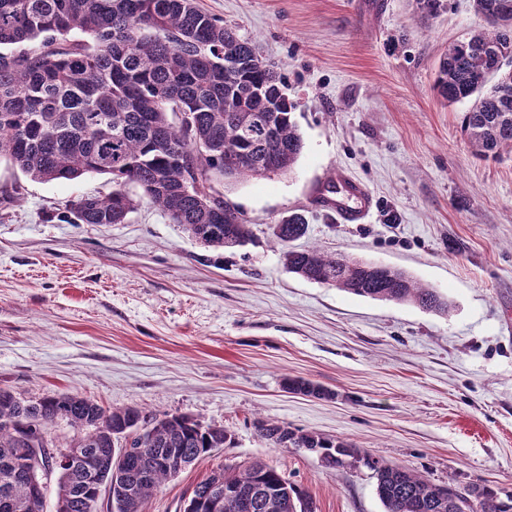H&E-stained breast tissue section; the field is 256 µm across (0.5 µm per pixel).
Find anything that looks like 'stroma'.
Segmentation results:
<instances>
[{
  "label": "stroma",
  "instance_id": "stroma-1",
  "mask_svg": "<svg viewBox=\"0 0 512 512\" xmlns=\"http://www.w3.org/2000/svg\"><path fill=\"white\" fill-rule=\"evenodd\" d=\"M286 79L304 150L292 172L214 180L252 243L221 252L143 202L123 224L56 212L107 175L31 180L0 160V388L69 394L223 425L234 438L164 482L146 512H183L211 471L260 459L316 512H384L363 464L326 468L256 423L341 439L432 483L512 491V155L473 157L469 102L434 88L448 46L483 26L472 0L424 18L414 0H196ZM374 203L357 223L314 198L336 171ZM309 221L319 246L409 272L442 316L289 273L272 229ZM288 378L332 391L291 393Z\"/></svg>",
  "mask_w": 512,
  "mask_h": 512
}]
</instances>
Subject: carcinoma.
<instances>
[{
    "label": "carcinoma",
    "mask_w": 512,
    "mask_h": 512,
    "mask_svg": "<svg viewBox=\"0 0 512 512\" xmlns=\"http://www.w3.org/2000/svg\"><path fill=\"white\" fill-rule=\"evenodd\" d=\"M512 0H473L485 26L448 46L434 89L448 104L467 100L461 130L471 154L497 161L512 153ZM80 33L88 39H73ZM295 104L277 67L256 45L199 9L195 0H0V159L33 180L53 182L84 175L112 176L106 196L85 195L49 218L69 224H123L136 210L127 190L158 207L204 246L234 248L251 241L240 212L212 193H188V176L202 182L226 174L258 178L272 164L290 170L303 150ZM187 113L190 121L171 122ZM206 145V155L195 145ZM249 159L239 163L240 157ZM308 222L291 213L275 225L289 272L311 282L373 300L411 304L448 314L451 304L436 289L395 268L379 275L371 263L315 246L296 249ZM288 390L320 399L334 392L289 378ZM59 420L86 437L85 447L103 458L121 448V435L135 422L149 426L155 443L139 463L124 470L130 494L117 512H144L147 500L177 469L151 465L154 449L171 448L174 460L195 462L232 443L230 430L203 425L189 415L157 417L137 407L108 410L77 395L25 400L0 388V512H45L47 498L66 495V512H90L95 491L72 494L75 469L62 468L39 497L16 478L32 443L55 447L51 427ZM258 431L275 448H304L328 468L361 460L372 471L384 512H458L457 492L422 473L387 464L352 444L270 421ZM224 484L272 494L254 512H293L290 500L312 504L274 467L256 460L212 471L194 488L207 495L216 478ZM475 512H512V492L488 488Z\"/></svg>",
    "instance_id": "1"
}]
</instances>
